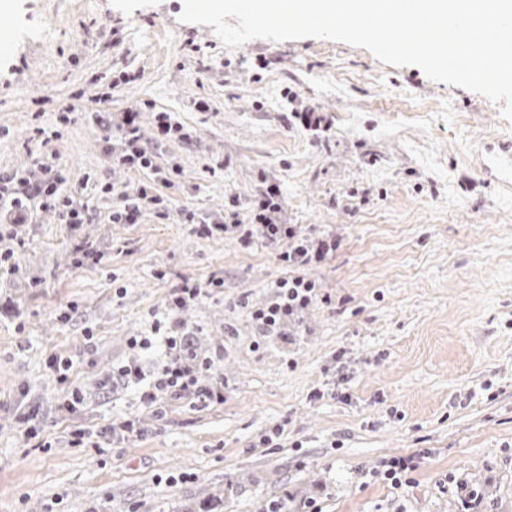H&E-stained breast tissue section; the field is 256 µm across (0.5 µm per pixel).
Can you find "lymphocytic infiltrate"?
<instances>
[{
	"mask_svg": "<svg viewBox=\"0 0 512 512\" xmlns=\"http://www.w3.org/2000/svg\"><path fill=\"white\" fill-rule=\"evenodd\" d=\"M139 111L130 109L123 112L119 122L97 116L96 124L116 125L122 137L119 145L110 147L114 167L150 174V184L140 187L137 194H129L122 186L108 183L100 191L113 198L114 205L108 214L112 224L138 223L143 209L155 210L160 218H167L173 208L170 188L177 185L182 174L179 165L162 167L158 162L156 147L167 141H189L190 135L182 123L171 113L158 112L154 115L156 135L153 141L143 140L140 134ZM67 180L61 168L48 158L34 161L31 168L18 172L0 170V239L9 238L25 245L30 236V224L35 211L53 210L58 212L66 224L72 239V265L80 269L99 264L102 253L88 240L79 238L82 224L88 223L91 213L79 194L68 190ZM283 209L280 187L268 184L265 191L250 207L247 222L227 224L223 216L203 214L194 210L185 211L186 223L192 224L199 235L221 237L238 232V240L249 246L261 241L267 244L286 243L279 259L291 268V275L274 281L273 298L265 306L252 310L251 316L262 335L279 336L289 323L298 322L302 311L318 302H328V294L322 293L316 281L299 275L302 267L317 265L326 261L337 248L333 236L311 238L294 224H283L278 216ZM184 328L180 322H154L151 335L132 340V348L148 350L153 345H164L166 359L154 375L145 392L148 404H157L162 397H192L199 401L220 403L224 400V388L209 383L211 371L215 370L214 360H198L184 345Z\"/></svg>",
	"mask_w": 512,
	"mask_h": 512,
	"instance_id": "1",
	"label": "lymphocytic infiltrate"
}]
</instances>
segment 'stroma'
<instances>
[{"label": "stroma", "mask_w": 512, "mask_h": 512, "mask_svg": "<svg viewBox=\"0 0 512 512\" xmlns=\"http://www.w3.org/2000/svg\"><path fill=\"white\" fill-rule=\"evenodd\" d=\"M9 3L0 169L55 156L93 215L81 234L105 257L73 268L66 226L41 211L18 271L0 278V512H182L229 482L224 512H469L464 486L480 512H512V170L478 166L512 136L498 107L326 39L227 49L180 21L182 0ZM121 70L133 81L111 88ZM304 107L330 131L293 125ZM131 108L145 140L159 111L191 135L157 149L183 169L178 209L244 221L270 181L286 223L336 236L335 255L306 271L331 300L307 311L305 335L263 336L250 317L287 273L279 246L202 237L177 213L108 223L94 181L133 193L151 177L113 168L94 118ZM38 127L60 136L41 146ZM216 272L223 287L175 318L199 357L218 358L223 403L168 399L159 415L141 386L105 385L170 289ZM53 354L73 360L86 394L74 412L59 407ZM24 411L41 446L23 440ZM127 417L140 434L98 437ZM77 429L91 433L78 447ZM410 454L417 470L392 486L385 463Z\"/></svg>", "instance_id": "obj_1"}]
</instances>
